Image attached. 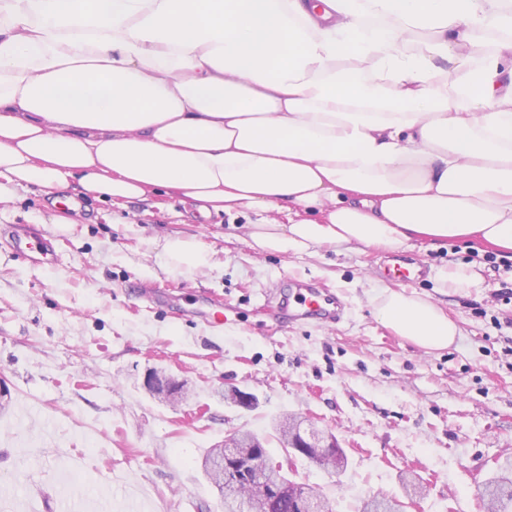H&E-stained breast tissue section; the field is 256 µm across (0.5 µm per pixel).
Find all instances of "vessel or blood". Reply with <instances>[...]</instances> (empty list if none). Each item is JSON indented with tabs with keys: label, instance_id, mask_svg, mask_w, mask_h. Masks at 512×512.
<instances>
[{
	"label": "vessel or blood",
	"instance_id": "obj_1",
	"mask_svg": "<svg viewBox=\"0 0 512 512\" xmlns=\"http://www.w3.org/2000/svg\"><path fill=\"white\" fill-rule=\"evenodd\" d=\"M13 246L27 259L35 253L45 257L54 251L51 239L41 234L15 238ZM386 275L391 279L409 283L423 279L426 270L414 265L408 257L397 254L390 259ZM263 310L276 322L284 325L303 321L334 325L346 316L347 304L338 293L319 287L314 281L300 280L289 282L286 289L280 290L276 297L268 299Z\"/></svg>",
	"mask_w": 512,
	"mask_h": 512
}]
</instances>
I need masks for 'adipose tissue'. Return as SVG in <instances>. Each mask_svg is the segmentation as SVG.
Wrapping results in <instances>:
<instances>
[{"instance_id":"obj_1","label":"adipose tissue","mask_w":512,"mask_h":512,"mask_svg":"<svg viewBox=\"0 0 512 512\" xmlns=\"http://www.w3.org/2000/svg\"><path fill=\"white\" fill-rule=\"evenodd\" d=\"M73 181L252 212L264 251L512 252V0H0V202ZM376 309L428 350L459 334Z\"/></svg>"}]
</instances>
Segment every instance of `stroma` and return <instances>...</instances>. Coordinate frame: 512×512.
<instances>
[{
  "label": "stroma",
  "mask_w": 512,
  "mask_h": 512,
  "mask_svg": "<svg viewBox=\"0 0 512 512\" xmlns=\"http://www.w3.org/2000/svg\"><path fill=\"white\" fill-rule=\"evenodd\" d=\"M58 195L78 203L66 234L38 186L0 203V512H52L60 494L75 512H224L206 453L243 430L285 460L278 424L289 415L315 421L347 458L339 477L292 458L290 479L317 488L329 512L404 499L412 478L422 492L404 512H488L483 483L512 463L511 257L477 240L414 241L404 252L428 275L403 283L382 273L387 250L263 253L243 219L200 218L184 197L119 207L74 183ZM29 231L51 233L52 264L15 253L13 237ZM170 237L200 242L209 266L174 269L162 255ZM460 267L477 284L443 285L439 271ZM287 279L339 292L345 319L279 327L257 313ZM385 288L439 306L458 326L454 345L429 353L386 327L375 310ZM205 295L233 320L191 316ZM153 369L184 383L185 398L152 396ZM234 390L250 406L227 401Z\"/></svg>",
  "instance_id": "obj_1"
}]
</instances>
